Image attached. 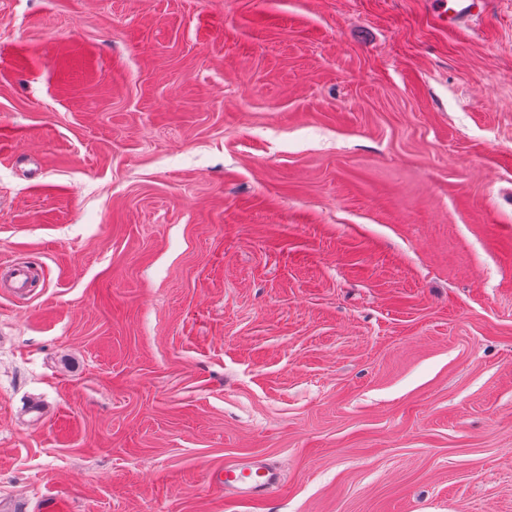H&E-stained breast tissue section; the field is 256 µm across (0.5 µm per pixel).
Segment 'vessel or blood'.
Wrapping results in <instances>:
<instances>
[{
	"label": "vessel or blood",
	"mask_w": 512,
	"mask_h": 512,
	"mask_svg": "<svg viewBox=\"0 0 512 512\" xmlns=\"http://www.w3.org/2000/svg\"><path fill=\"white\" fill-rule=\"evenodd\" d=\"M484 0H438L437 12L449 24H459L481 13ZM213 483L223 489L225 498L261 500L282 484L280 471L254 457L225 462L224 467L212 477Z\"/></svg>",
	"instance_id": "1"
}]
</instances>
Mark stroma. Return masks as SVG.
<instances>
[{
    "mask_svg": "<svg viewBox=\"0 0 512 512\" xmlns=\"http://www.w3.org/2000/svg\"><path fill=\"white\" fill-rule=\"evenodd\" d=\"M430 2L0 0V512H512V0ZM484 4V0H439L436 8L440 16L447 17L448 25H454L476 19ZM224 489V497L237 500H261L282 484L281 472L262 460L245 457L224 462V468L212 476Z\"/></svg>",
    "mask_w": 512,
    "mask_h": 512,
    "instance_id": "obj_1",
    "label": "stroma"
}]
</instances>
